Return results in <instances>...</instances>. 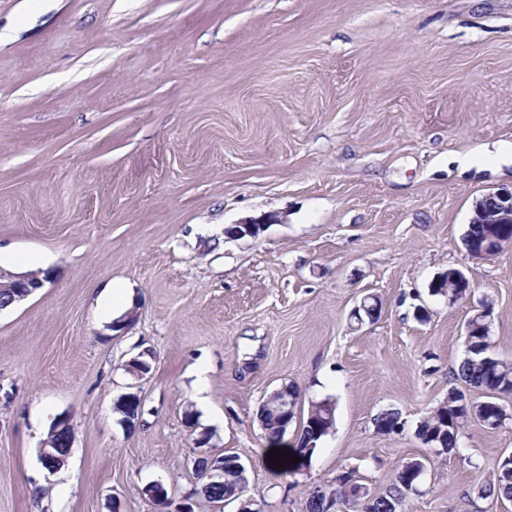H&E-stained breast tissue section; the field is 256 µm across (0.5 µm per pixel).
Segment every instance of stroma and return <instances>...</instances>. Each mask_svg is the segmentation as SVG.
<instances>
[{
    "label": "stroma",
    "instance_id": "1",
    "mask_svg": "<svg viewBox=\"0 0 512 512\" xmlns=\"http://www.w3.org/2000/svg\"><path fill=\"white\" fill-rule=\"evenodd\" d=\"M511 186L512 0H0V268L53 274L0 312V512H179L205 429L245 460L254 512H304L347 469L383 491L412 459L407 512H512L468 501L512 419L441 456L416 436L479 298L512 361V248L462 245L476 201ZM264 214L282 221L225 238ZM451 268L473 298L431 295ZM368 294L381 316L360 325ZM291 382L299 416L327 398L336 424L284 475L257 413ZM131 388L128 430L112 405ZM387 408L402 426L382 435ZM61 415L72 454L50 473ZM59 438L65 442L66 448H72L73 429L70 419L67 417H57L51 422L49 435L47 433V438L43 440L39 448L40 461L49 467L51 473L65 466L71 455L70 451H63L59 448L57 444Z\"/></svg>",
    "mask_w": 512,
    "mask_h": 512
}]
</instances>
